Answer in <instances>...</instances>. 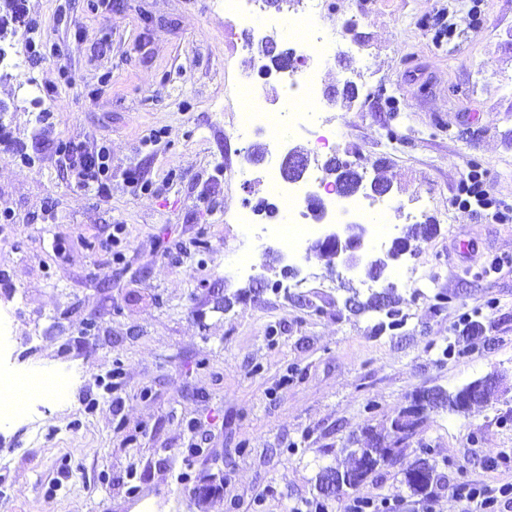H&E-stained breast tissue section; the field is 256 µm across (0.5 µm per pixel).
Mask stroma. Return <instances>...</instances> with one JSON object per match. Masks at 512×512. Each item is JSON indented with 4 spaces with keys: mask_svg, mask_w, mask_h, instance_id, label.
Listing matches in <instances>:
<instances>
[{
    "mask_svg": "<svg viewBox=\"0 0 512 512\" xmlns=\"http://www.w3.org/2000/svg\"><path fill=\"white\" fill-rule=\"evenodd\" d=\"M25 5L11 41L20 65L0 80V214L12 218L0 230V314L12 316L16 371L49 365L71 386L67 402L41 401L0 429V512H292L318 501L345 512L355 497L466 512L457 483L512 482L511 388L467 418L430 413L400 463L347 494L323 501L315 487L353 437L388 435L422 390L512 375V223L455 203L474 170L512 204V0H323L337 54L309 63L321 90L351 81L358 96L323 104L330 148L306 131L287 145L387 179L377 243L436 224L404 259L435 286L417 294L390 272L395 329L344 306L349 288L365 296L381 283L319 255L283 278L233 221L271 196L262 173L235 175L270 141L235 138V87L262 61V38L294 46L284 20L301 16L297 0L263 5L279 23L249 34L224 0ZM69 143L107 146V193L75 187L59 151ZM113 234L117 260L95 249ZM249 253L270 285L225 306L249 285L226 266ZM440 291L450 300L438 309ZM467 317L483 326L470 343L457 339ZM425 446L437 482L421 498L402 469Z\"/></svg>",
    "mask_w": 512,
    "mask_h": 512,
    "instance_id": "35a3bbf8",
    "label": "stroma"
}]
</instances>
